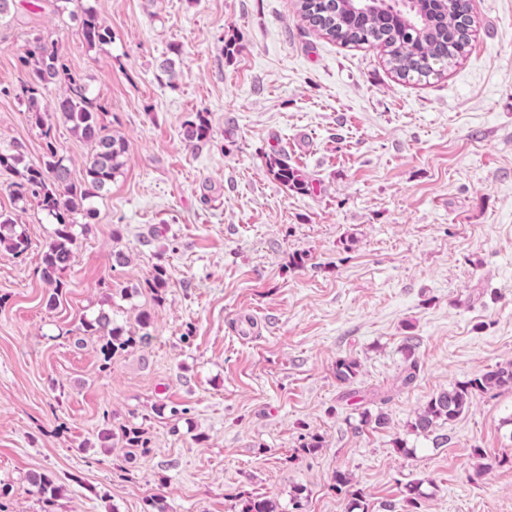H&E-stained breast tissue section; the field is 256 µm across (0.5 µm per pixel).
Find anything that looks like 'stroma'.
Segmentation results:
<instances>
[{
  "label": "stroma",
  "mask_w": 512,
  "mask_h": 512,
  "mask_svg": "<svg viewBox=\"0 0 512 512\" xmlns=\"http://www.w3.org/2000/svg\"><path fill=\"white\" fill-rule=\"evenodd\" d=\"M95 5L112 40L92 48L56 0H16L0 20V150L44 153L17 99L36 34L59 40L129 145L51 309L37 269L52 221L0 187L29 242L0 248V512H144L154 496L169 512H239L251 496L291 512L299 487L306 512H345L339 471L369 512H409L415 480L420 512H512V391L410 429L431 396L512 361V0H474L470 52L427 83L323 38L295 0ZM198 112L210 136L186 142ZM272 146L308 194L268 174ZM118 251L129 262L116 268ZM158 265L160 305L143 289ZM144 310L148 341L107 363L77 331ZM408 343L419 372L404 387ZM343 357L359 364L350 384ZM107 411L146 428L148 455L102 438ZM380 412L387 426L363 422ZM314 433L321 448L303 453ZM33 473L59 486L53 503Z\"/></svg>",
  "instance_id": "35a3bbf8"
}]
</instances>
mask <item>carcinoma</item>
Instances as JSON below:
<instances>
[{"label": "carcinoma", "instance_id": "obj_1", "mask_svg": "<svg viewBox=\"0 0 512 512\" xmlns=\"http://www.w3.org/2000/svg\"><path fill=\"white\" fill-rule=\"evenodd\" d=\"M60 12L80 22V33L89 47L112 40L111 29L99 17L91 0H60ZM300 19L325 38L344 46L367 44L379 50L386 63L402 80L427 81L456 66L469 51L472 37L471 0H408L396 5L391 0H372L364 7L356 0H297ZM20 60L25 67V80L20 86L18 99L26 106L30 118L40 128L46 152L37 163H24L21 153L0 152V174L12 175V197L24 206L33 204L55 220V229L44 251L39 274L49 288L47 306L54 307L62 296L64 282L61 274L75 261L74 227L78 216L90 217L93 208L89 200L109 186L126 166L129 154L126 140L109 131L103 123L100 106L90 97L88 88L65 63L61 46L40 35L25 40ZM54 85L63 89L61 96L49 102L43 91ZM69 125L73 134L93 145L85 162L82 181L72 178L71 170L59 156L53 142V120ZM210 123L204 112L184 125V138L190 142L209 137ZM268 173L287 190L302 194L310 190L304 175L288 162V154L276 148L265 153ZM0 247L17 255L28 248L27 238L16 229L13 217L0 213ZM168 278L166 269L157 265L145 280L144 288L152 300H165ZM150 314L137 316L141 335L114 322L101 311L92 320L81 322V328L102 339L100 352L108 360L117 353L133 348L149 339L146 329ZM416 345L405 347L406 364L400 375L403 386L417 378ZM358 363L352 359L336 361V379L344 384L353 381ZM491 389L512 390V362L497 365L481 374L455 384L446 391L432 396L411 422V430L427 433L439 422H449L462 414L472 396ZM105 437L115 438L126 448H136L140 454L151 452V440L140 424L127 421L112 428V415L103 414ZM336 489L348 496L346 512H368L361 490L353 487L352 474L338 471ZM29 482L39 497L52 502L58 493L54 481L45 474H32ZM241 512H279L276 503L265 498H248L242 502Z\"/></svg>", "mask_w": 512, "mask_h": 512}]
</instances>
